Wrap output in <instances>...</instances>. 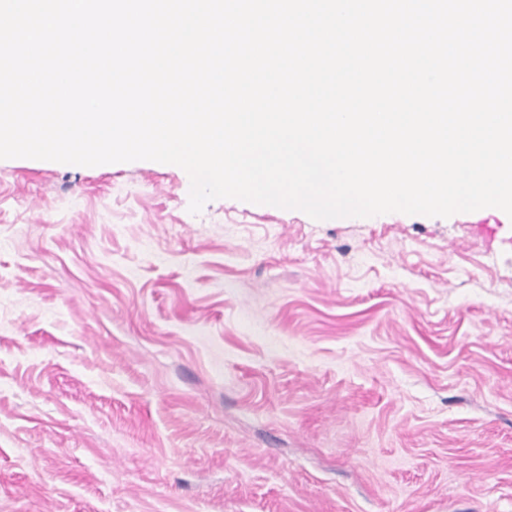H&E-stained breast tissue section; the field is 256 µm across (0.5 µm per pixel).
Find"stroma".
<instances>
[{"label": "stroma", "mask_w": 512, "mask_h": 512, "mask_svg": "<svg viewBox=\"0 0 512 512\" xmlns=\"http://www.w3.org/2000/svg\"><path fill=\"white\" fill-rule=\"evenodd\" d=\"M0 160V512H512V218L188 210Z\"/></svg>", "instance_id": "1"}]
</instances>
